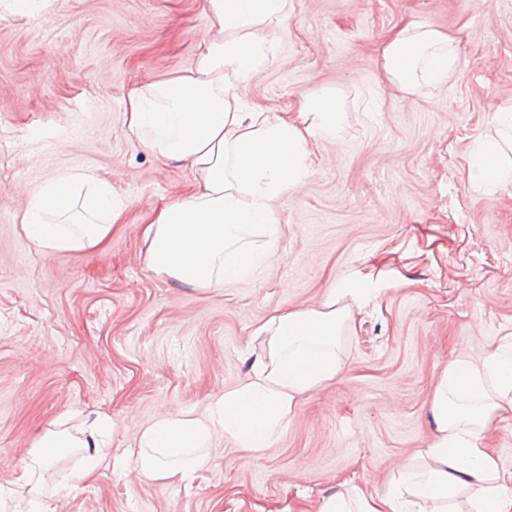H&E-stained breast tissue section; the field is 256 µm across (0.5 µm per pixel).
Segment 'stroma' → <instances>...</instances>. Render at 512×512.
<instances>
[{"instance_id": "obj_1", "label": "stroma", "mask_w": 512, "mask_h": 512, "mask_svg": "<svg viewBox=\"0 0 512 512\" xmlns=\"http://www.w3.org/2000/svg\"><path fill=\"white\" fill-rule=\"evenodd\" d=\"M259 27L267 65L237 94L291 117L335 94L345 121L311 143L310 175L275 204L278 238L257 274L188 288L149 269L144 229L195 175L126 126L130 93L194 68L204 0H47L0 7V485L23 497L46 431H112L96 470L61 449L45 512H319L325 497L388 494L426 471L441 371L512 336V184L480 186L470 157L512 104V0H290ZM448 33L458 67L436 90L389 83L381 50L400 27ZM89 169L127 208L108 240L44 253L25 235L22 185ZM356 280L335 377L303 395L263 455L216 430L187 481L132 470L141 432L182 410L208 415L263 354L272 316L317 308Z\"/></svg>"}]
</instances>
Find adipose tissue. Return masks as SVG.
Listing matches in <instances>:
<instances>
[{
	"label": "adipose tissue",
	"mask_w": 512,
	"mask_h": 512,
	"mask_svg": "<svg viewBox=\"0 0 512 512\" xmlns=\"http://www.w3.org/2000/svg\"><path fill=\"white\" fill-rule=\"evenodd\" d=\"M289 0H206L210 25L198 36L201 52L187 74L131 92L128 130L156 155L187 162L198 174L193 191L161 207L145 229L147 262L159 275L190 288H221L253 277L268 257L252 242H275L279 227L273 203L304 184L311 139L335 136L343 113L335 96L303 101L296 120L266 112H240L233 89L268 62L255 28L288 18ZM383 72L406 94L447 82L457 65L454 40L424 23L393 34L382 50ZM500 135L482 142L471 156L474 174L486 181H512V105L496 113ZM23 229L46 252L87 250L102 245L126 205L111 187L87 171L64 170L24 191ZM357 287L335 288L318 309L270 319L260 329L266 355L241 386L225 392L208 416L170 412L146 427L133 470L149 481L185 480L206 461L216 429L239 447L259 454L292 414L299 398L332 379L339 366L337 339L350 318L340 297ZM512 409V340L502 341L480 362L458 358L444 367L431 403L436 434L429 444L434 462L412 484V497H326L320 512H425L427 502L447 499L456 487L481 485L473 512H512V475L500 472L485 448L483 433L500 410ZM109 417H95L79 440L64 432L44 434L29 452L21 478L27 500L0 512H42V472L58 449L82 448L83 468L99 460Z\"/></svg>",
	"instance_id": "obj_1"
}]
</instances>
